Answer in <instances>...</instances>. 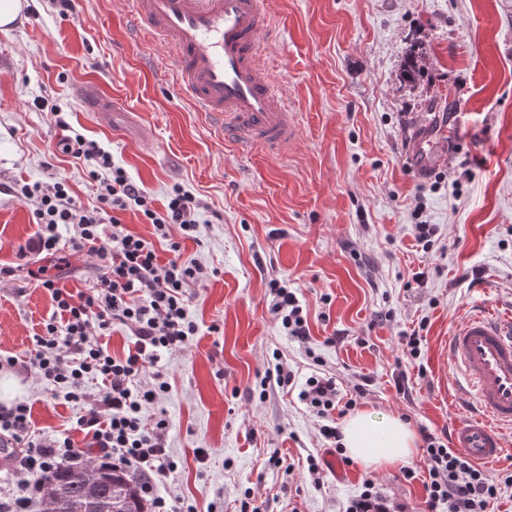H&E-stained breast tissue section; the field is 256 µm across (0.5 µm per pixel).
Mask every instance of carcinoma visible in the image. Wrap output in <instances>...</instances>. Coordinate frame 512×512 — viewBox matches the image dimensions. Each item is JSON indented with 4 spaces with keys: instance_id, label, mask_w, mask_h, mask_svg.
I'll list each match as a JSON object with an SVG mask.
<instances>
[{
    "instance_id": "carcinoma-1",
    "label": "carcinoma",
    "mask_w": 512,
    "mask_h": 512,
    "mask_svg": "<svg viewBox=\"0 0 512 512\" xmlns=\"http://www.w3.org/2000/svg\"><path fill=\"white\" fill-rule=\"evenodd\" d=\"M44 509L55 512H148L128 470L99 465L60 466L44 478Z\"/></svg>"
}]
</instances>
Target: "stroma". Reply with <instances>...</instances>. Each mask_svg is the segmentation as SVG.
Returning a JSON list of instances; mask_svg holds the SVG:
<instances>
[{
    "label": "stroma",
    "instance_id": "stroma-1",
    "mask_svg": "<svg viewBox=\"0 0 512 512\" xmlns=\"http://www.w3.org/2000/svg\"><path fill=\"white\" fill-rule=\"evenodd\" d=\"M266 4L275 30L265 63L301 116L283 154L243 153L214 133L161 68L164 47L140 44L132 0H79L65 15L49 0H26L0 28V267L16 269L0 285V352L26 356L53 312L32 271L73 292L93 277L83 259L18 254L37 226L10 192L16 183L62 177L82 203L93 200L87 168L49 156L62 131L34 106L42 95L108 148L155 207L175 185L207 205L182 258L213 275L190 302L199 333L171 362L161 406L177 468L159 494L195 512H346L370 479L395 512H426L419 448L405 465H340L312 484L306 457L324 448L320 421L297 389L261 381L279 358L300 382L323 366L357 409L399 416L418 437L448 438L465 418L443 368L453 325L483 305L512 311V0ZM413 56L425 70L409 83L402 71ZM90 79L126 111L111 119L84 108ZM452 109L464 132H448L447 163L412 171L415 141ZM419 220L437 230L427 251L415 238ZM274 278L298 287L310 350L274 319ZM412 332L416 358L404 340ZM401 370L407 397L393 379ZM18 379L37 432L87 445L76 427L82 404L46 394L26 373ZM407 467L416 479L403 478Z\"/></svg>",
    "mask_w": 512,
    "mask_h": 512
}]
</instances>
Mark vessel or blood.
<instances>
[{"mask_svg":"<svg viewBox=\"0 0 512 512\" xmlns=\"http://www.w3.org/2000/svg\"><path fill=\"white\" fill-rule=\"evenodd\" d=\"M134 14L146 42L167 45L175 62L177 90L231 137L240 151L290 149L298 126L261 61L268 27L264 0H134ZM96 112L123 111L96 85L82 90ZM447 355L460 377V403L475 402L479 414L453 431L454 447L485 463L499 457L512 427V316L492 308L465 316L448 340Z\"/></svg>","mask_w":512,"mask_h":512,"instance_id":"obj_1","label":"vessel or blood"}]
</instances>
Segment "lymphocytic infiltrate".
<instances>
[{"mask_svg": "<svg viewBox=\"0 0 512 512\" xmlns=\"http://www.w3.org/2000/svg\"><path fill=\"white\" fill-rule=\"evenodd\" d=\"M56 124L65 134L57 149L86 165L96 186V203L84 206L65 179L48 184H18L12 194L34 202L38 226L31 250L61 261L87 256L97 271L90 288L72 292L41 278L54 311L33 338L27 360L0 356V369L23 368L45 390L86 405L78 428L90 436L92 450L71 439L46 441L32 436L30 409L17 402L0 406V441L10 440V485L0 497V512H33L44 495L43 477L54 467L84 459L133 471L152 512H184L155 492L158 481L176 468L167 442L166 419L155 409L169 390L172 355L187 350L199 326L189 304L192 289L208 278L205 268L182 259L185 241L197 240L205 203L173 187L163 208H155L143 185L113 166L112 155L95 141L69 132L64 116ZM140 213L152 238L126 229L124 212ZM271 312L299 347L310 344L307 315L297 289L287 280L268 283ZM130 331L135 341L124 355H112L100 341L112 328ZM96 389H88V382ZM309 411L322 418L326 452L342 456V433L331 418L338 403L336 378L321 370L308 376L299 392ZM424 481L428 512H497L512 471L490 474L442 438L424 437Z\"/></svg>", "mask_w": 512, "mask_h": 512, "instance_id": "f902f5d3", "label": "lymphocytic infiltrate"}]
</instances>
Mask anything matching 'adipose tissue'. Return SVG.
<instances>
[{"instance_id": "1", "label": "adipose tissue", "mask_w": 512, "mask_h": 512, "mask_svg": "<svg viewBox=\"0 0 512 512\" xmlns=\"http://www.w3.org/2000/svg\"><path fill=\"white\" fill-rule=\"evenodd\" d=\"M342 443L347 455L364 467H388L409 458L415 448V435L400 418H376L359 411L341 425Z\"/></svg>"}]
</instances>
